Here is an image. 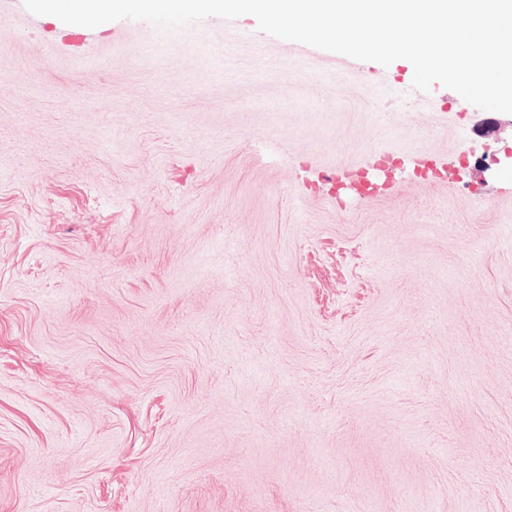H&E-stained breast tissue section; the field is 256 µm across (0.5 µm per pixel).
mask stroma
<instances>
[{
    "instance_id": "obj_1",
    "label": "stroma",
    "mask_w": 512,
    "mask_h": 512,
    "mask_svg": "<svg viewBox=\"0 0 512 512\" xmlns=\"http://www.w3.org/2000/svg\"><path fill=\"white\" fill-rule=\"evenodd\" d=\"M150 28L0 0V512H512V114ZM147 46L151 55L157 60L164 59L179 49L178 41L170 38L165 30L159 28L153 31Z\"/></svg>"
}]
</instances>
